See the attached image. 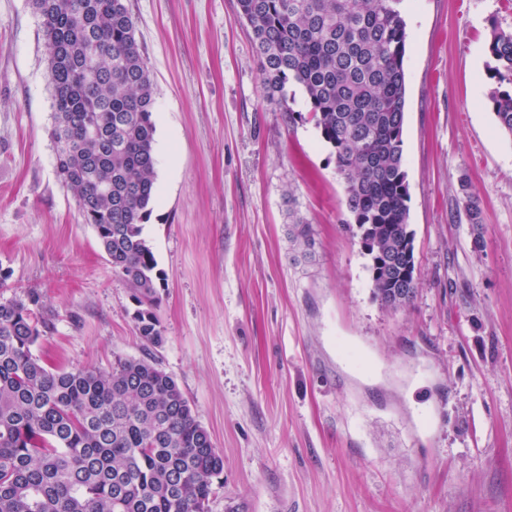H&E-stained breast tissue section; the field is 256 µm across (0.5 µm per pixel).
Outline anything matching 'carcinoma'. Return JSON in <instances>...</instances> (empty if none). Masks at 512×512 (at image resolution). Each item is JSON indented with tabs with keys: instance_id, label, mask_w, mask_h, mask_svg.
Instances as JSON below:
<instances>
[{
	"instance_id": "cac0c4a2",
	"label": "carcinoma",
	"mask_w": 512,
	"mask_h": 512,
	"mask_svg": "<svg viewBox=\"0 0 512 512\" xmlns=\"http://www.w3.org/2000/svg\"><path fill=\"white\" fill-rule=\"evenodd\" d=\"M403 0H238L265 97L289 112L303 92L333 149L374 295L409 305L418 270L403 164L407 23ZM52 92L57 174L130 285L134 319L162 342L155 254L156 89L127 0H31ZM488 101L512 135V31L493 28ZM508 82L511 88L500 87ZM475 243L483 224L470 193ZM402 258L398 265L391 256ZM54 330L40 295L0 302V512H202L223 455L177 381L146 358L49 370L33 354Z\"/></svg>"
}]
</instances>
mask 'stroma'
Segmentation results:
<instances>
[{
    "label": "stroma",
    "instance_id": "35a3bbf8",
    "mask_svg": "<svg viewBox=\"0 0 512 512\" xmlns=\"http://www.w3.org/2000/svg\"><path fill=\"white\" fill-rule=\"evenodd\" d=\"M128 4L157 89L156 347L57 178L30 0H0V300L34 290L54 314L34 354L172 375L224 456L208 512H512V137L488 102L512 0H404L419 279L394 313L303 93L289 85L285 112L266 101L237 0Z\"/></svg>",
    "mask_w": 512,
    "mask_h": 512
}]
</instances>
